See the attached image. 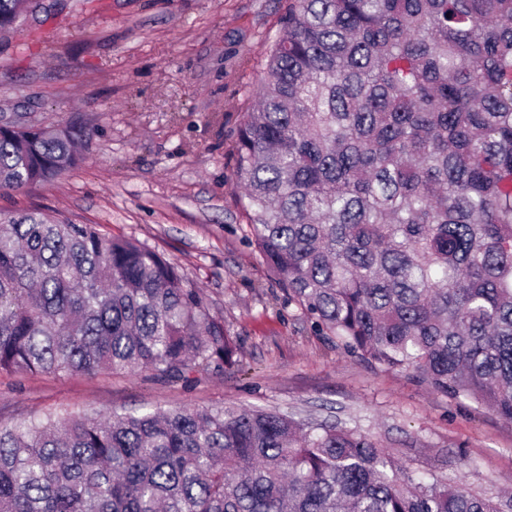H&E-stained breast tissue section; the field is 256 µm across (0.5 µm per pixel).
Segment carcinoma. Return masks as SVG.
<instances>
[{"mask_svg": "<svg viewBox=\"0 0 512 512\" xmlns=\"http://www.w3.org/2000/svg\"><path fill=\"white\" fill-rule=\"evenodd\" d=\"M25 0H0V32ZM235 156L286 299L370 363L512 422V0H294ZM0 126V189L81 157ZM237 344L158 253L0 215V372L186 379ZM0 512H512L366 434L236 405L0 427Z\"/></svg>", "mask_w": 512, "mask_h": 512, "instance_id": "cac0c4a2", "label": "carcinoma"}]
</instances>
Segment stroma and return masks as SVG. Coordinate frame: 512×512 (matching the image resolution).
<instances>
[{"label":"stroma","mask_w":512,"mask_h":512,"mask_svg":"<svg viewBox=\"0 0 512 512\" xmlns=\"http://www.w3.org/2000/svg\"><path fill=\"white\" fill-rule=\"evenodd\" d=\"M289 0H31L0 33V123L85 126L81 162L0 214L36 209L154 250L238 346L223 373H0V425L69 412L241 405L340 423L401 465L512 492V423L348 352L287 303L255 249L234 146Z\"/></svg>","instance_id":"1"}]
</instances>
